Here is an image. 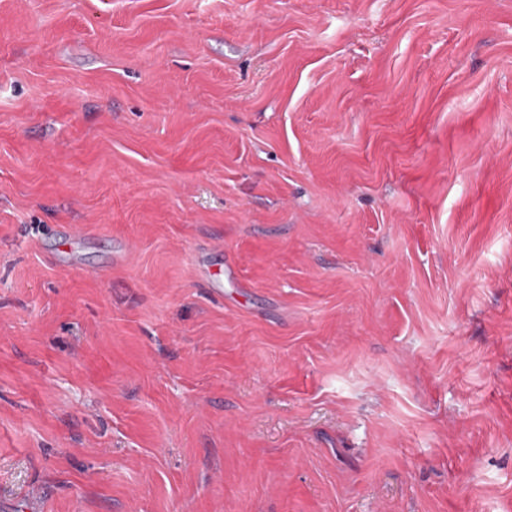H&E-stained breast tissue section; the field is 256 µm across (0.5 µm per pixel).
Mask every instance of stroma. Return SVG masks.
Instances as JSON below:
<instances>
[{"mask_svg": "<svg viewBox=\"0 0 512 512\" xmlns=\"http://www.w3.org/2000/svg\"><path fill=\"white\" fill-rule=\"evenodd\" d=\"M0 512H512V0H0Z\"/></svg>", "mask_w": 512, "mask_h": 512, "instance_id": "stroma-1", "label": "stroma"}]
</instances>
